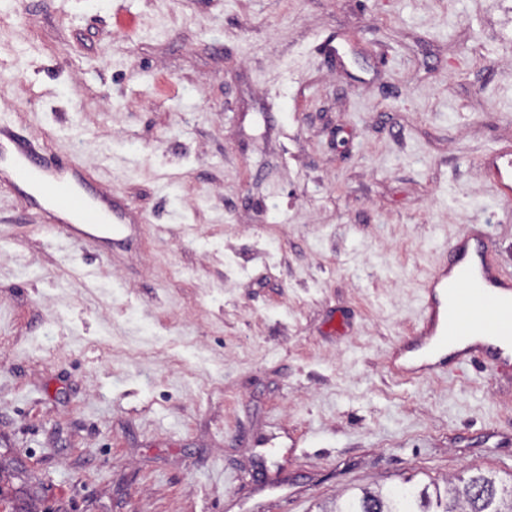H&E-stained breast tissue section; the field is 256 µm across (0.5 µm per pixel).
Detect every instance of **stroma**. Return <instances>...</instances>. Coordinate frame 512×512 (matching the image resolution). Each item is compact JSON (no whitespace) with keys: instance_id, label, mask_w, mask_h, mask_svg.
<instances>
[{"instance_id":"35a3bbf8","label":"stroma","mask_w":512,"mask_h":512,"mask_svg":"<svg viewBox=\"0 0 512 512\" xmlns=\"http://www.w3.org/2000/svg\"><path fill=\"white\" fill-rule=\"evenodd\" d=\"M132 216L0 188V512L512 485V367L401 376L448 244L512 269V0H0V120ZM490 174L499 197L510 206L512 202V149L510 146L499 149L496 162L490 168Z\"/></svg>"}]
</instances>
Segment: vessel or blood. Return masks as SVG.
<instances>
[{
	"instance_id": "vessel-or-blood-1",
	"label": "vessel or blood",
	"mask_w": 512,
	"mask_h": 512,
	"mask_svg": "<svg viewBox=\"0 0 512 512\" xmlns=\"http://www.w3.org/2000/svg\"><path fill=\"white\" fill-rule=\"evenodd\" d=\"M502 201L512 202V149H499L490 169ZM38 206L46 230L73 239L123 223L111 192L84 182L72 167L47 160L11 125L0 122V184ZM450 263L429 284L415 341L397 354L407 372L431 371L482 358L512 362V276L488 259L483 240L452 241Z\"/></svg>"
}]
</instances>
